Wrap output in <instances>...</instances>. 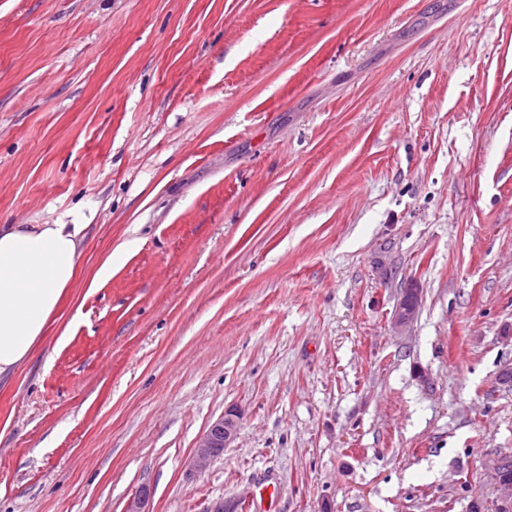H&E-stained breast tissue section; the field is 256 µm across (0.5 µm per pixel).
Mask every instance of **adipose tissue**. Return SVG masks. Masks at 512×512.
<instances>
[{
  "mask_svg": "<svg viewBox=\"0 0 512 512\" xmlns=\"http://www.w3.org/2000/svg\"><path fill=\"white\" fill-rule=\"evenodd\" d=\"M83 224H0V384L43 345L47 324L76 277Z\"/></svg>",
  "mask_w": 512,
  "mask_h": 512,
  "instance_id": "ef3b65f1",
  "label": "adipose tissue"
}]
</instances>
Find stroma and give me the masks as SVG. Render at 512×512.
<instances>
[{
	"label": "stroma",
	"instance_id": "stroma-1",
	"mask_svg": "<svg viewBox=\"0 0 512 512\" xmlns=\"http://www.w3.org/2000/svg\"><path fill=\"white\" fill-rule=\"evenodd\" d=\"M0 224L88 227L0 512H495L512 0H0ZM417 310V293L415 288H408L397 304L391 324L395 330H403L414 319ZM240 416L236 409H227L224 414L210 424L198 438L193 454L189 458L190 475L205 472L213 459L229 448L235 441L239 430Z\"/></svg>",
	"mask_w": 512,
	"mask_h": 512
}]
</instances>
